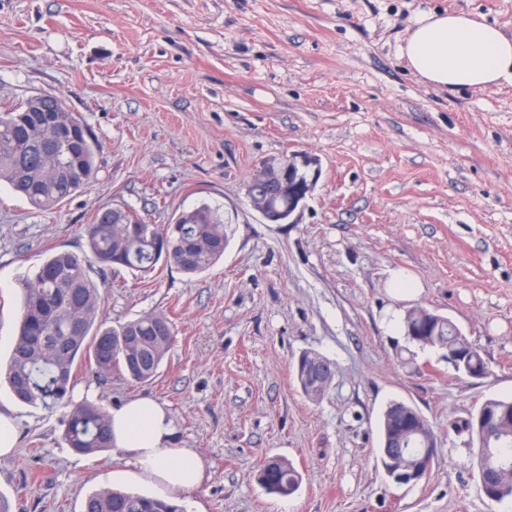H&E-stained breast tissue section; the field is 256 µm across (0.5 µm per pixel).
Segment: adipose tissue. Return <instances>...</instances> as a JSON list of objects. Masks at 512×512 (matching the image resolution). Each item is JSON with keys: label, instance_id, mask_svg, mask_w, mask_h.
<instances>
[{"label": "adipose tissue", "instance_id": "obj_1", "mask_svg": "<svg viewBox=\"0 0 512 512\" xmlns=\"http://www.w3.org/2000/svg\"><path fill=\"white\" fill-rule=\"evenodd\" d=\"M400 52L422 81L451 92L512 82V37L469 13L424 15ZM110 417L112 447L138 476L169 496L201 485L204 463L194 449L175 447L173 421L164 406L138 398L113 407Z\"/></svg>", "mask_w": 512, "mask_h": 512}]
</instances>
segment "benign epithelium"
<instances>
[{"label":"benign epithelium","instance_id":"obj_1","mask_svg":"<svg viewBox=\"0 0 512 512\" xmlns=\"http://www.w3.org/2000/svg\"><path fill=\"white\" fill-rule=\"evenodd\" d=\"M318 181L316 160L301 155L284 164L267 163L261 169V179L249 183L247 192L253 208L267 224H291L295 213L304 207ZM288 194V209L277 210L270 205V197ZM320 372L318 386L329 383L332 371L321 356L311 352L305 361L304 372Z\"/></svg>","mask_w":512,"mask_h":512}]
</instances>
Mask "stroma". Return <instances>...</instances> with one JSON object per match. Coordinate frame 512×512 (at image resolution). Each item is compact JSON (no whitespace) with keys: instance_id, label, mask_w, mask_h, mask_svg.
Returning <instances> with one entry per match:
<instances>
[{"instance_id":"obj_1","label":"stroma","mask_w":512,"mask_h":512,"mask_svg":"<svg viewBox=\"0 0 512 512\" xmlns=\"http://www.w3.org/2000/svg\"><path fill=\"white\" fill-rule=\"evenodd\" d=\"M466 11L512 36V0H0V112L63 98L98 143L83 190L38 210L0 187V357L15 341L19 288L50 250L83 253L99 211L167 224L201 203L231 228L224 257L195 277L92 268L100 317L168 316L176 339L156 379L100 384L74 366L75 399L165 405L177 447L205 480L187 512H512L485 497L459 421L512 396V84L456 92L426 84L399 50L431 12ZM304 154L319 179L293 223L268 224L246 186ZM415 289L399 290L392 271ZM451 318L490 374H457L408 348L393 312ZM334 365L310 400L303 352ZM402 401L432 424L438 455L414 486L379 462L380 422ZM16 452L0 457L10 512H81L103 489L154 494L122 455L63 440V410L18 402ZM288 459L298 491L267 494L264 458Z\"/></svg>"}]
</instances>
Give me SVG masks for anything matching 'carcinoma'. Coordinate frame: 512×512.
<instances>
[{
  "label": "carcinoma",
  "mask_w": 512,
  "mask_h": 512,
  "mask_svg": "<svg viewBox=\"0 0 512 512\" xmlns=\"http://www.w3.org/2000/svg\"><path fill=\"white\" fill-rule=\"evenodd\" d=\"M16 110L0 113V182L7 183L37 209L51 208L94 179V139H80L62 150L61 125L81 127L83 119L65 100L44 94L28 101L25 117ZM126 222L112 221V211L98 213L83 228L87 252L55 251L25 283L21 297L18 334L6 362V384L21 403L69 409L64 440L74 451L91 454L112 448L109 412L88 400L76 402L73 390L75 363L85 364L102 381L117 373L142 384L157 374L175 340L166 316L147 313L118 326H103L102 296L89 269L123 267L146 274L161 258L185 274L210 268L224 255L230 225L207 203L181 212L169 224H145L132 211ZM408 342L441 350L458 360L455 372L484 378L488 365L481 353L447 316L424 307L406 311L402 321ZM477 445L476 466L480 487L491 501L512 499V397L491 398L464 420ZM380 463L386 455H400L399 466L425 478L426 464L417 449L436 442L433 426L413 406L396 401L381 419ZM258 481L269 494H294L300 474L287 460H264ZM81 512H186L183 505L158 496L104 489L88 496Z\"/></svg>",
  "instance_id": "cac0c4a2"
}]
</instances>
